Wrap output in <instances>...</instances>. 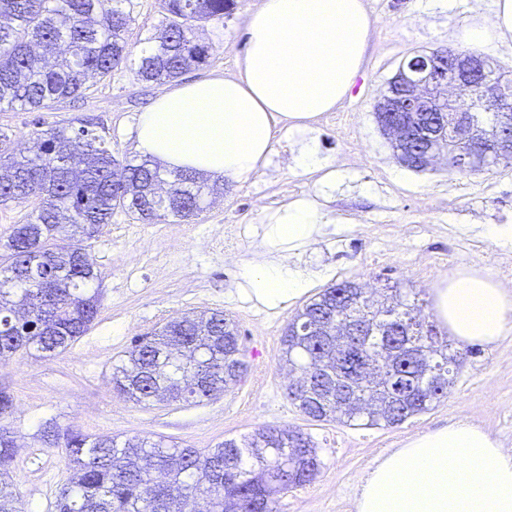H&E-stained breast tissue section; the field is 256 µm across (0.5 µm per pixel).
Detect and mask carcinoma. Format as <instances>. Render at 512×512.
I'll return each mask as SVG.
<instances>
[{
  "mask_svg": "<svg viewBox=\"0 0 512 512\" xmlns=\"http://www.w3.org/2000/svg\"><path fill=\"white\" fill-rule=\"evenodd\" d=\"M132 0H0V106L41 112L77 98L90 77L130 68L136 80L180 77L209 58L194 23L222 21L235 0H161L159 38L130 62L125 31ZM196 172H163L151 159L121 162L85 128L56 125L18 152L0 133V205L34 199L37 208L0 244V361L59 355L85 335L99 312L100 279L88 251L58 241L91 238L122 210L144 224L196 219L211 194ZM343 280L323 289L288 324L282 358L298 378L288 399L311 421L396 427L448 393L460 352L426 324L422 305L395 290L381 301ZM369 336H316L327 318ZM361 350L367 369L351 378L337 346ZM246 368L236 323L222 311L188 314L135 338L114 367L113 390L137 404L190 402L221 394ZM64 449L72 473L56 512H276V496L311 483L320 461L299 429L266 426L204 451L165 439L120 440L56 425L39 431ZM12 433L0 426V512H19L10 480Z\"/></svg>",
  "mask_w": 512,
  "mask_h": 512,
  "instance_id": "cac0c4a2",
  "label": "carcinoma"
}]
</instances>
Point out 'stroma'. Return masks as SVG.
Segmentation results:
<instances>
[{"label":"stroma","mask_w":512,"mask_h":512,"mask_svg":"<svg viewBox=\"0 0 512 512\" xmlns=\"http://www.w3.org/2000/svg\"><path fill=\"white\" fill-rule=\"evenodd\" d=\"M369 35L362 72L332 111L313 120L309 134L278 133L268 166L250 181L228 185L190 224H144L118 211L82 246L101 273L100 313L66 352L46 358L0 362V389L13 411L0 418L20 449L11 472L24 512H55L68 476L64 451L44 448L38 430L52 423L90 435L159 437L198 449L287 425L309 435L320 470L310 484L281 493L277 512H356L361 479L381 456L409 439L467 419L512 451V332L464 357L447 397L392 428L345 426L306 420L288 400L281 338L304 299L270 312L238 288L242 268L256 259L262 226L295 199L315 202L330 222L314 244L292 253L314 273L313 292L353 280L376 289L395 286L418 295L434 313V288L445 274L512 275V244L486 235L490 225H512V166L461 177L445 168L416 171L400 164L377 125L374 106L386 82L410 52L464 44L465 31H490L483 52L512 75V34L492 28L493 0H448L431 12L428 0H367ZM134 20L125 33L131 54L165 25L159 0H133ZM259 0H236L224 21L202 22L196 35L210 47L207 64L184 80L231 76L246 47L245 28ZM169 83H142L131 70L86 83L84 96L35 113L0 109V132L26 148L37 125L87 127L118 160L136 158L137 116ZM336 172L335 187L318 174L297 173L291 155L302 138ZM238 231L235 254L224 256L225 231ZM452 256L445 272L434 258ZM219 310L236 323L247 370L223 394L189 405H138L117 395L112 372L134 337L188 312Z\"/></svg>","instance_id":"stroma-1"}]
</instances>
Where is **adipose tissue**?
<instances>
[{
  "label": "adipose tissue",
  "instance_id": "obj_1",
  "mask_svg": "<svg viewBox=\"0 0 512 512\" xmlns=\"http://www.w3.org/2000/svg\"><path fill=\"white\" fill-rule=\"evenodd\" d=\"M370 19L365 0H261L233 76L178 85L153 100L135 127L137 151L168 170L244 183L266 167L282 129L307 131L346 98L361 73ZM322 211L299 199L262 228L271 259L240 274L265 310L284 309L311 286L289 249L320 236ZM436 313L464 342L493 344L512 320V293L491 276L440 280ZM356 512H512V453L459 420L407 441L362 479Z\"/></svg>",
  "mask_w": 512,
  "mask_h": 512
}]
</instances>
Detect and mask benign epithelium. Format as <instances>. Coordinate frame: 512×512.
<instances>
[{
    "label": "benign epithelium",
    "instance_id": "obj_1",
    "mask_svg": "<svg viewBox=\"0 0 512 512\" xmlns=\"http://www.w3.org/2000/svg\"><path fill=\"white\" fill-rule=\"evenodd\" d=\"M491 101L512 110V79L489 73L481 53L460 47L446 55L416 50L401 62L375 105L376 119L400 163L425 170L441 158L437 140L448 133L454 160L450 171L470 175L512 163V126L480 121ZM417 142L416 156L407 152Z\"/></svg>",
    "mask_w": 512,
    "mask_h": 512
}]
</instances>
